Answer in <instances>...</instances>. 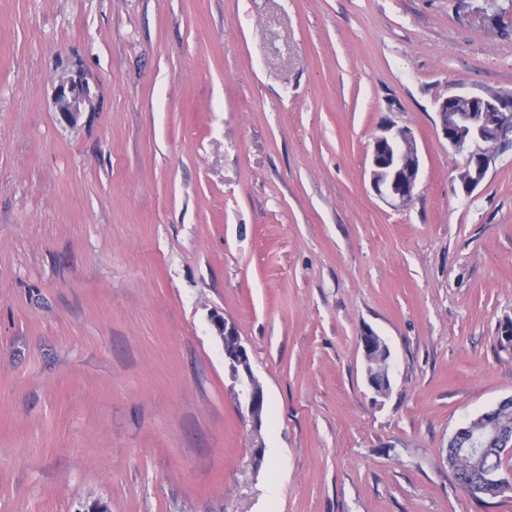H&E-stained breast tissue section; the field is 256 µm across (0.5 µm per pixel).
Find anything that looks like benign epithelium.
<instances>
[{"label": "benign epithelium", "mask_w": 512, "mask_h": 512, "mask_svg": "<svg viewBox=\"0 0 512 512\" xmlns=\"http://www.w3.org/2000/svg\"><path fill=\"white\" fill-rule=\"evenodd\" d=\"M86 88L74 80L60 87L56 103L58 112L75 121L86 103ZM435 110L440 118V132L448 147L463 155V168L458 174L459 187L472 194L484 181L495 152L491 144L512 136V99L495 93L485 95L450 94L437 99ZM421 177V161L413 133L406 127L387 125L373 138L370 155V183L381 198L405 205L414 197ZM215 326L224 346V360L232 378L239 383L240 395L254 424L261 423L264 406L262 388L250 370L248 351L242 345L234 326L223 318H215ZM359 345L365 361L367 384L378 395L391 390L393 359L389 345L372 329L361 333ZM512 408V396L497 406L469 419L454 432L449 447L453 461L465 463L482 458L487 445L512 447V429L500 423L499 415Z\"/></svg>", "instance_id": "1"}]
</instances>
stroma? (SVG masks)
I'll return each mask as SVG.
<instances>
[{"label": "stroma", "instance_id": "1", "mask_svg": "<svg viewBox=\"0 0 512 512\" xmlns=\"http://www.w3.org/2000/svg\"><path fill=\"white\" fill-rule=\"evenodd\" d=\"M488 92L486 0H0V512H512L447 464L512 396V147L464 195L435 110ZM384 125L420 152L403 206ZM86 99V88L81 79L71 81L67 87L62 85L56 97L58 112L65 118L76 121L82 112V106L86 103ZM421 177V161L413 133L387 125L373 138L370 183L381 198L406 205L414 197ZM215 326L224 346V360L232 378L239 383L245 408L254 424H260L264 406L262 388L257 383L250 370L248 351L242 345L234 326L228 324L224 318L216 317ZM377 339L378 350L373 340ZM359 345L365 361L367 384L378 395H387L391 390L393 359L389 345L372 329L366 328L361 333Z\"/></svg>", "mask_w": 512, "mask_h": 512}]
</instances>
